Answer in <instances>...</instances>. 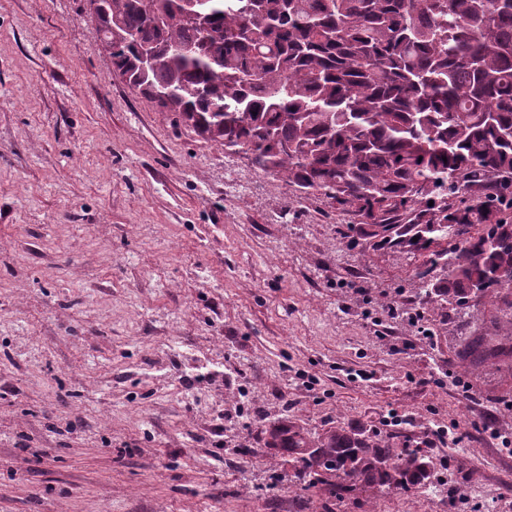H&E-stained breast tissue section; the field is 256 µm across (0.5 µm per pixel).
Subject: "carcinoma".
Instances as JSON below:
<instances>
[{
    "label": "carcinoma",
    "instance_id": "carcinoma-1",
    "mask_svg": "<svg viewBox=\"0 0 512 512\" xmlns=\"http://www.w3.org/2000/svg\"><path fill=\"white\" fill-rule=\"evenodd\" d=\"M166 2L158 23L143 0H89L135 94L207 142L247 148L262 172L385 243L450 242L435 256L459 304L512 286V220L448 204L455 175L479 200L512 180V0H198L205 32L183 0ZM145 47L161 55L146 75ZM463 354L476 365L512 354V331L471 336ZM273 438L308 485L339 473V499L358 482L405 489L426 467L413 449L344 433L314 449L291 427Z\"/></svg>",
    "mask_w": 512,
    "mask_h": 512
}]
</instances>
